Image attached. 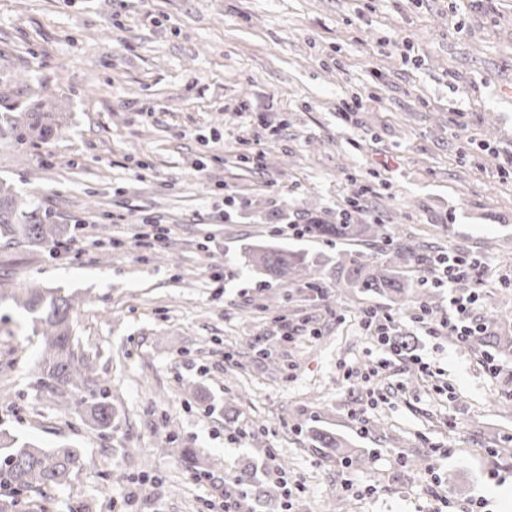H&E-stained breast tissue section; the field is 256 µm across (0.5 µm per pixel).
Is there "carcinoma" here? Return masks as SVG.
<instances>
[{"label": "carcinoma", "instance_id": "cac0c4a2", "mask_svg": "<svg viewBox=\"0 0 512 512\" xmlns=\"http://www.w3.org/2000/svg\"><path fill=\"white\" fill-rule=\"evenodd\" d=\"M41 108L42 104H35L23 119L1 116L0 137L13 135L20 142L28 138L48 141L54 136V127L50 113L41 111ZM305 232L353 247L361 241L381 243L386 259L378 263L373 260V255L355 249L347 252L342 261L326 272L320 264L282 247L250 249L244 252V258L248 265L262 269L281 281L301 282L309 288H320L324 277L331 274L338 287L390 298L401 309L410 303L428 305V296L418 284L402 274L403 268L421 263L424 254L420 252L419 245L401 237L396 228L349 221L340 224L314 221L305 225ZM59 236L58 225L47 223V218L35 207L25 209L12 184L0 179V238L55 242ZM11 299L33 314V321L41 326V370L46 373L50 386L59 391L62 398L72 390L80 393L75 406L82 408L92 426L100 431L112 428L115 411L102 398L96 397L99 376L74 341L72 300L37 287L20 288L11 295ZM464 346L471 350L482 347L505 350L512 346V339L489 328L483 334L469 337ZM83 464L84 457L75 448L63 446L45 450L33 443H20L0 430V487L25 490L61 487ZM233 483L239 488V496L230 494L228 498L234 502L235 508H242V498L248 496L267 512H275L281 494L276 486L259 479L252 466L240 468L233 477Z\"/></svg>", "mask_w": 512, "mask_h": 512}]
</instances>
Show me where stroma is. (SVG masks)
I'll use <instances>...</instances> for the list:
<instances>
[{"instance_id": "obj_1", "label": "stroma", "mask_w": 512, "mask_h": 512, "mask_svg": "<svg viewBox=\"0 0 512 512\" xmlns=\"http://www.w3.org/2000/svg\"><path fill=\"white\" fill-rule=\"evenodd\" d=\"M38 100L59 131L0 141V178L63 237L0 240V286L76 298L118 419L93 431L45 389L31 314L0 302V428L85 458L17 512H210L237 467L272 460L291 512H512V350L490 375L387 300L242 258L270 242L338 260L292 227L354 199L352 223L512 276V0H0V113ZM147 223L162 245L137 246ZM366 307L410 353L389 356ZM315 427L354 456L316 451ZM431 468L448 496L426 491ZM393 321V318L390 314L380 312L379 310L375 308H366L361 311V322L363 323L364 327L369 330L371 335L378 336L379 339L382 340L384 337L389 338V323Z\"/></svg>"}]
</instances>
